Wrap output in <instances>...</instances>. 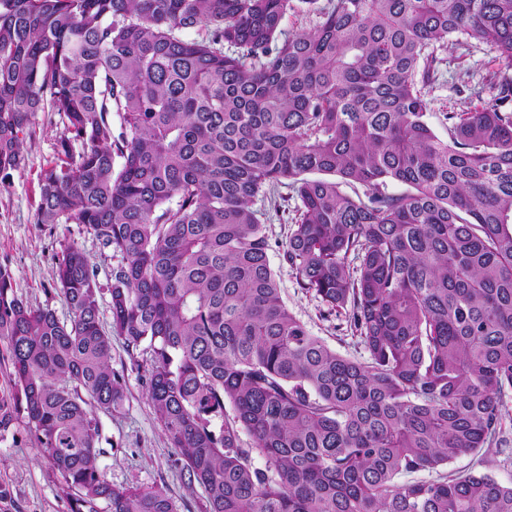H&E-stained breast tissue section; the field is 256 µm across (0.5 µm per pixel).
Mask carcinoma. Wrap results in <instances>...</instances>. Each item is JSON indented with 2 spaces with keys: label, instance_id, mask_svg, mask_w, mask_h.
Segmentation results:
<instances>
[{
  "label": "carcinoma",
  "instance_id": "1",
  "mask_svg": "<svg viewBox=\"0 0 512 512\" xmlns=\"http://www.w3.org/2000/svg\"><path fill=\"white\" fill-rule=\"evenodd\" d=\"M300 4L321 21L287 33ZM455 36L503 70L488 103L444 113L445 140L426 88ZM511 69L512 0H0V174L58 113L36 223L82 224L120 257L107 328L79 246L56 263L68 322L0 267V428L26 414L70 512H176L98 466V414L126 398L114 335L150 355L149 401L205 512H512L487 473L398 481L491 446L512 391ZM282 185L300 201L283 260L351 309L367 362L281 297L253 204Z\"/></svg>",
  "mask_w": 512,
  "mask_h": 512
}]
</instances>
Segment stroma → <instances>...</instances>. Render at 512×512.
Segmentation results:
<instances>
[{"mask_svg":"<svg viewBox=\"0 0 512 512\" xmlns=\"http://www.w3.org/2000/svg\"><path fill=\"white\" fill-rule=\"evenodd\" d=\"M437 77L430 86L428 120L435 133L447 137L444 119L448 109L466 110L478 105L476 93L484 78L500 67L490 45L450 39L437 48ZM64 124L58 113H38L35 131L24 141L25 164L0 178V265L8 266L18 295L25 301L53 309L68 319L69 309L55 280L56 258L70 244L86 253L101 288L111 285L117 260L110 250L80 224H40L35 214L40 202V174L59 156ZM281 206L257 199L254 208L269 238V258L289 310L308 331L337 353L361 362L369 353L351 328L347 314L331 315L314 296L299 288L283 249L293 227L298 200L291 189L280 188ZM148 355H129L121 338L112 340V367L123 375L126 401L122 410L102 417L101 454L98 464L115 486H143L163 490L177 512H202L204 492L188 488L171 448L157 422L144 386ZM451 475L481 472L504 484L512 483V465L498 457L463 454L444 467ZM0 512H69L63 480L35 441L24 415L0 430Z\"/></svg>","mask_w":512,"mask_h":512,"instance_id":"35a3bbf8","label":"stroma"}]
</instances>
